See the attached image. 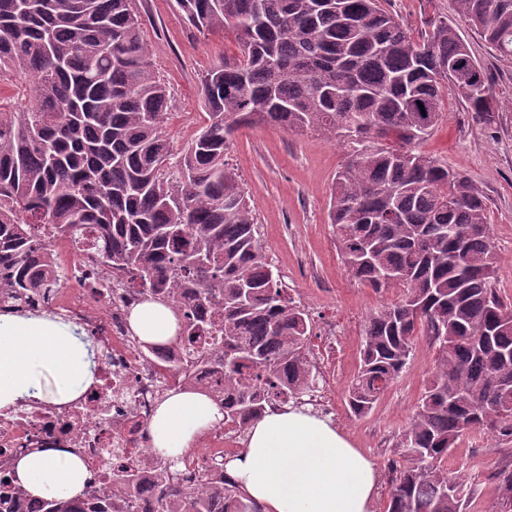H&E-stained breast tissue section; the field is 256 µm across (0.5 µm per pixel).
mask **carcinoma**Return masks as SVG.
Returning a JSON list of instances; mask_svg holds the SVG:
<instances>
[{"label":"carcinoma","instance_id":"1","mask_svg":"<svg viewBox=\"0 0 512 512\" xmlns=\"http://www.w3.org/2000/svg\"><path fill=\"white\" fill-rule=\"evenodd\" d=\"M202 32L230 28L242 59L201 79L207 123L172 157V102L155 71L135 0H0V78L24 77L0 102V291L64 286L40 225L83 247L144 300L168 307L187 370L213 357L224 375V428L241 435L269 399L304 404L317 376L305 309L264 260L239 176L224 160L243 124L356 141L336 173L330 223L357 280L403 290L374 314L346 395L369 414L407 368L415 339L435 371L390 463L386 512H462L467 474L448 455L468 430L512 435V303L496 288L485 196L448 162L416 149L439 123L443 87L485 124L500 102L444 21L416 40L379 0H175ZM457 14L512 59V0H455ZM192 298L212 309L185 316ZM512 512V468L498 474ZM44 512L75 500L40 499ZM157 512H260L224 477V494L164 481Z\"/></svg>","mask_w":512,"mask_h":512}]
</instances>
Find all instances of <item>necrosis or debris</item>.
I'll list each match as a JSON object with an SVG mask.
<instances>
[{
    "mask_svg": "<svg viewBox=\"0 0 512 512\" xmlns=\"http://www.w3.org/2000/svg\"><path fill=\"white\" fill-rule=\"evenodd\" d=\"M46 243L49 251L65 255L60 262L65 285L31 297L29 310L54 311L76 332L94 336L99 346L96 380L92 390L71 402L34 398L0 413V476L12 473L30 452L72 449L89 464L92 488L85 494L83 512L100 499L110 503L113 512H155L157 484L166 464L152 445L149 424L165 391L182 386L181 375L170 367L184 353L147 351L138 345L129 313L142 300L141 289L107 280L76 246H63L51 237ZM234 445L223 424H213L198 448L183 456L187 487L223 484L224 451ZM132 462L138 466L133 495L100 483V476L108 478Z\"/></svg>",
    "mask_w": 512,
    "mask_h": 512,
    "instance_id": "4bbe7bcc",
    "label": "necrosis or debris"
}]
</instances>
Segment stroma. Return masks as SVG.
I'll use <instances>...</instances> for the list:
<instances>
[{
    "label": "stroma",
    "mask_w": 512,
    "mask_h": 512,
    "mask_svg": "<svg viewBox=\"0 0 512 512\" xmlns=\"http://www.w3.org/2000/svg\"><path fill=\"white\" fill-rule=\"evenodd\" d=\"M381 5L417 39L425 36L430 22H448L468 45L502 104L494 122L485 125L451 91H444L443 118L419 148L447 159L449 166L482 190L496 245L497 286L512 298V60L501 58L459 17L453 0H381ZM137 7L153 65L174 94L165 134L178 152L206 122L202 76L217 62L236 60L241 51L232 30L198 31L181 17L174 0H138ZM353 148L346 138L247 126L234 133L226 159L249 193L262 256L279 274L288 296L314 321L335 316L344 323L333 347L312 337L310 354L319 376L331 383L332 421L377 466L379 481L371 512H385L388 464L433 376L435 355L425 337H418L406 370L371 413L358 418L348 411L346 393L360 364L364 326L373 313L402 295L398 288H370L348 272L328 220L336 173ZM509 463L512 436L474 430L461 438L448 456V470L471 475L464 512H496V473Z\"/></svg>",
    "instance_id": "obj_1"
}]
</instances>
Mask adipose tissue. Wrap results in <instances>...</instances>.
<instances>
[{
  "label": "adipose tissue",
  "instance_id": "1",
  "mask_svg": "<svg viewBox=\"0 0 512 512\" xmlns=\"http://www.w3.org/2000/svg\"><path fill=\"white\" fill-rule=\"evenodd\" d=\"M129 323L146 343L165 342L176 331L171 311L152 301L134 307ZM46 377L58 403L92 386L85 345L47 318L0 317V410L40 389ZM218 417L217 406L203 394H169L149 426L153 445L181 455ZM224 469L262 512H369L379 478L374 464L329 419L288 404L248 426L242 450L227 458ZM15 474L38 498H78L88 477L83 462L62 450L21 458Z\"/></svg>",
  "mask_w": 512,
  "mask_h": 512
}]
</instances>
